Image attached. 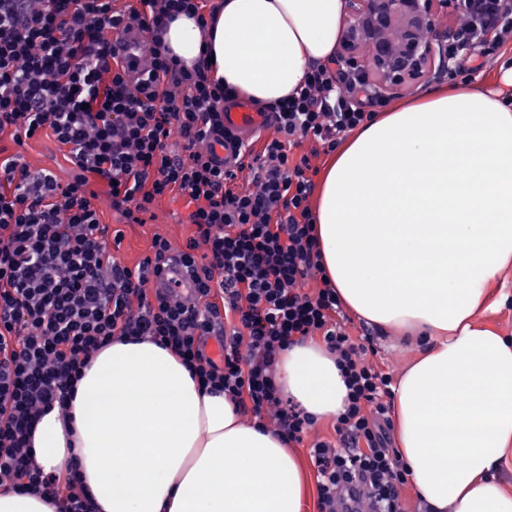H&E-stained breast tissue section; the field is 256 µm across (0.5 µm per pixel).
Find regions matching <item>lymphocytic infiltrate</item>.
Wrapping results in <instances>:
<instances>
[{
    "label": "lymphocytic infiltrate",
    "instance_id": "lymphocytic-infiltrate-1",
    "mask_svg": "<svg viewBox=\"0 0 512 512\" xmlns=\"http://www.w3.org/2000/svg\"><path fill=\"white\" fill-rule=\"evenodd\" d=\"M223 10L224 0H0V134L18 148L0 160V494L97 512L76 468L44 472L32 439L115 342L170 350L205 392L302 443L316 419L276 374L288 348L318 337L347 386L338 444L310 450L319 512H404L392 377L375 367L371 335L353 338L339 320L310 204L312 158L371 121L378 101L362 75L313 64L301 90L271 107L275 136L233 140L224 163L213 145L237 94L212 76L210 51L188 65L164 39L186 15L206 45ZM133 30L145 38L138 74L123 43ZM490 36L512 37V0H462L447 48L453 71ZM44 132L69 150L67 180L22 160L21 146ZM100 185L124 224L181 198L193 235L178 250L155 236L137 268L123 266L108 252ZM174 265L193 283L192 300L162 287ZM212 337L222 359L206 350Z\"/></svg>",
    "mask_w": 512,
    "mask_h": 512
}]
</instances>
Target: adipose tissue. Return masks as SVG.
Wrapping results in <instances>:
<instances>
[{"label": "adipose tissue", "mask_w": 512, "mask_h": 512, "mask_svg": "<svg viewBox=\"0 0 512 512\" xmlns=\"http://www.w3.org/2000/svg\"><path fill=\"white\" fill-rule=\"evenodd\" d=\"M345 0H224L214 77L263 105L304 84L342 37ZM326 273L342 301L424 347L395 394L396 436L426 512H512V340L481 323L511 297L512 63L495 89L448 85L396 104L352 135L316 205ZM279 382L322 419L346 386L315 343L287 350ZM38 463L78 465L100 512H301L303 471L280 436L202 391L148 342L101 350L68 411L33 438Z\"/></svg>", "instance_id": "ef3b65f1"}]
</instances>
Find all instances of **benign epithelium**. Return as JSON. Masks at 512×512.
<instances>
[{
    "instance_id": "7a95c632",
    "label": "benign epithelium",
    "mask_w": 512,
    "mask_h": 512,
    "mask_svg": "<svg viewBox=\"0 0 512 512\" xmlns=\"http://www.w3.org/2000/svg\"><path fill=\"white\" fill-rule=\"evenodd\" d=\"M349 29L342 63L374 76L380 96L393 95L424 78L430 69L448 71L449 26L427 37L433 18L459 13V0H345Z\"/></svg>"
}]
</instances>
